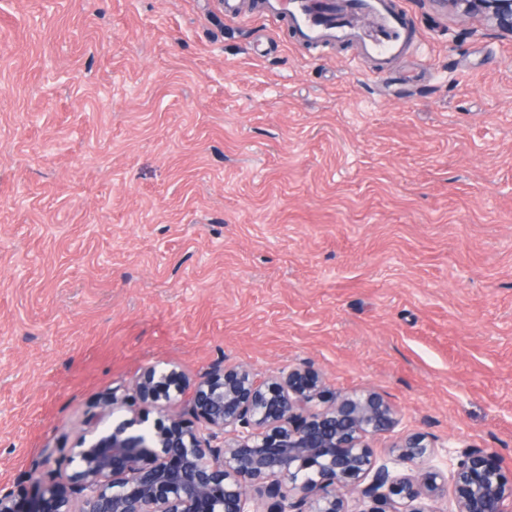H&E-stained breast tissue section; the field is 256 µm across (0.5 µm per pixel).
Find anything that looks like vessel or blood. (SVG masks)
<instances>
[{
  "label": "vessel or blood",
  "instance_id": "b4317fda",
  "mask_svg": "<svg viewBox=\"0 0 512 512\" xmlns=\"http://www.w3.org/2000/svg\"><path fill=\"white\" fill-rule=\"evenodd\" d=\"M353 7L372 16L370 28H356L347 14H333L325 0H266L260 16L269 26L287 23L298 42L315 48L352 43L378 61L404 52L410 24L395 0H354Z\"/></svg>",
  "mask_w": 512,
  "mask_h": 512
}]
</instances>
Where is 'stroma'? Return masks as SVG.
Wrapping results in <instances>:
<instances>
[{
  "instance_id": "35a3bbf8",
  "label": "stroma",
  "mask_w": 512,
  "mask_h": 512,
  "mask_svg": "<svg viewBox=\"0 0 512 512\" xmlns=\"http://www.w3.org/2000/svg\"><path fill=\"white\" fill-rule=\"evenodd\" d=\"M395 2L380 69L222 0H0V488L150 366H309L512 469V36Z\"/></svg>"
}]
</instances>
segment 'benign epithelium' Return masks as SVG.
Segmentation results:
<instances>
[{
	"mask_svg": "<svg viewBox=\"0 0 512 512\" xmlns=\"http://www.w3.org/2000/svg\"><path fill=\"white\" fill-rule=\"evenodd\" d=\"M452 2L492 7L512 34V0ZM327 392L307 366L274 375L241 366L194 384L150 366L134 397L104 398L99 420L119 407L141 411L82 435L71 471L39 488L26 512H350L353 495L373 503L365 512H427L411 504L447 484L456 512H512V470L496 451H450L444 473L431 465L435 445L408 433L380 462L369 440L401 425L396 410L372 390L313 409ZM151 410L159 418L150 425Z\"/></svg>",
	"mask_w": 512,
	"mask_h": 512,
	"instance_id": "obj_1",
	"label": "benign epithelium"
}]
</instances>
